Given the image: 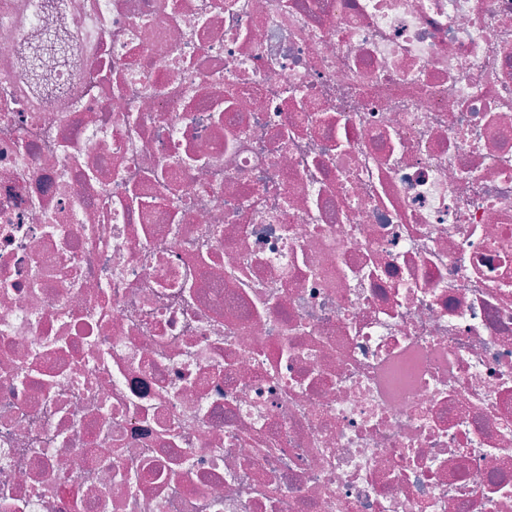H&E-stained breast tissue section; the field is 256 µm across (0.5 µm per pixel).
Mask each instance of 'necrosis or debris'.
<instances>
[{"mask_svg":"<svg viewBox=\"0 0 512 512\" xmlns=\"http://www.w3.org/2000/svg\"><path fill=\"white\" fill-rule=\"evenodd\" d=\"M0 512H512V0H0Z\"/></svg>","mask_w":512,"mask_h":512,"instance_id":"1","label":"necrosis or debris"}]
</instances>
